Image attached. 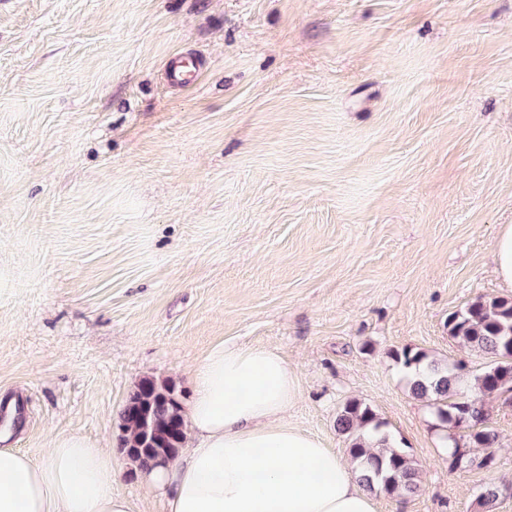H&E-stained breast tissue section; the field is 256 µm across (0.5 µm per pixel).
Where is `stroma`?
Returning a JSON list of instances; mask_svg holds the SVG:
<instances>
[{
    "label": "stroma",
    "mask_w": 512,
    "mask_h": 512,
    "mask_svg": "<svg viewBox=\"0 0 512 512\" xmlns=\"http://www.w3.org/2000/svg\"><path fill=\"white\" fill-rule=\"evenodd\" d=\"M196 79L170 84L173 60ZM512 0H0V401L10 445L59 432L119 450L144 377L215 345L276 349L290 427L346 454L372 405L419 492L376 512H512L497 463L449 472L443 433L389 350L482 358L448 316L510 298ZM495 269L502 281L512 286V225H504L493 246Z\"/></svg>",
    "instance_id": "obj_1"
}]
</instances>
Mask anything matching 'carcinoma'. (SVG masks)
I'll return each instance as SVG.
<instances>
[{
  "mask_svg": "<svg viewBox=\"0 0 512 512\" xmlns=\"http://www.w3.org/2000/svg\"><path fill=\"white\" fill-rule=\"evenodd\" d=\"M448 335L490 361L477 374L460 377L452 364L421 349L390 351L409 380L411 393L427 402L437 427L448 430V472L495 464L498 432L488 424L485 399L512 404V299L477 296L449 314ZM121 450L143 468L175 457L185 447L187 423L174 385L141 379L121 412ZM336 429L348 441V453L360 481L371 492L407 499L421 485L413 455L394 439L374 409L347 401L336 415ZM463 435L456 436L457 431Z\"/></svg>",
  "mask_w": 512,
  "mask_h": 512,
  "instance_id": "cac0c4a2",
  "label": "carcinoma"
}]
</instances>
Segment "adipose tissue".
Segmentation results:
<instances>
[{
  "label": "adipose tissue",
  "instance_id": "ef3b65f1",
  "mask_svg": "<svg viewBox=\"0 0 512 512\" xmlns=\"http://www.w3.org/2000/svg\"><path fill=\"white\" fill-rule=\"evenodd\" d=\"M191 439L139 472L164 512H375L335 451L284 418L299 394L285 359L264 347H213L192 372ZM120 459L75 434L36 460L0 448V512H135L115 492Z\"/></svg>",
  "mask_w": 512,
  "mask_h": 512
}]
</instances>
